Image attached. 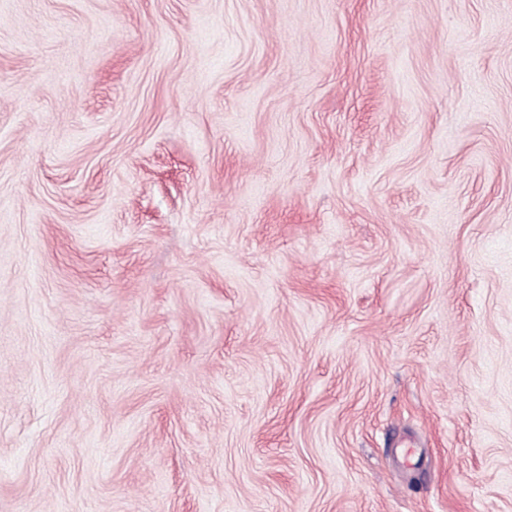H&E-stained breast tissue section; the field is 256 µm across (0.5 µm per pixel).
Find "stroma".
Listing matches in <instances>:
<instances>
[{"mask_svg":"<svg viewBox=\"0 0 512 512\" xmlns=\"http://www.w3.org/2000/svg\"><path fill=\"white\" fill-rule=\"evenodd\" d=\"M0 512H512V0H0Z\"/></svg>","mask_w":512,"mask_h":512,"instance_id":"obj_1","label":"stroma"}]
</instances>
